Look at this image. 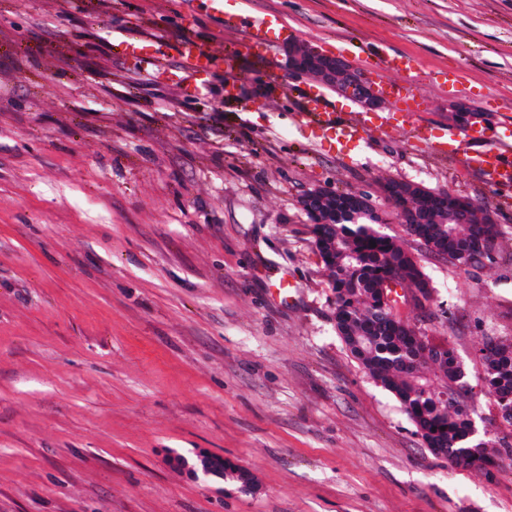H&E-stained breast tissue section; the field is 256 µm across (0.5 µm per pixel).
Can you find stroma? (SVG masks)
I'll return each instance as SVG.
<instances>
[{
    "mask_svg": "<svg viewBox=\"0 0 512 512\" xmlns=\"http://www.w3.org/2000/svg\"><path fill=\"white\" fill-rule=\"evenodd\" d=\"M288 40L264 67L188 0H0V512H512V453L487 472L432 454L399 401L336 333L303 209L314 188L367 192L424 268L401 307L448 337L488 445L512 440L478 352L512 336V202L465 161L472 135L512 141V0H250ZM193 38L238 57L204 97L116 55ZM348 62L384 125L340 147L301 111L314 80L289 44ZM411 61L378 72L365 50ZM235 96H224L227 82ZM484 113L443 150L449 106ZM395 179L487 206L494 263L425 249L380 191ZM285 273L289 294L272 291ZM224 457L252 478L196 479L174 457Z\"/></svg>",
    "mask_w": 512,
    "mask_h": 512,
    "instance_id": "obj_1",
    "label": "stroma"
}]
</instances>
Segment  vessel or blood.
<instances>
[{"label": "vessel or blood", "mask_w": 512, "mask_h": 512, "mask_svg": "<svg viewBox=\"0 0 512 512\" xmlns=\"http://www.w3.org/2000/svg\"><path fill=\"white\" fill-rule=\"evenodd\" d=\"M195 3L199 10L215 18L223 30L244 33L251 47L268 53L283 39L279 18L253 13L247 0H195ZM119 47L124 55L139 60L158 62L165 57L162 44L155 40H123ZM179 56L181 66L171 76L181 82L194 78L193 92L197 95L205 88L201 76L218 71L226 73L236 66L234 59L214 53L193 39L180 45ZM302 109L316 116L320 129L342 146L362 141L373 122L368 115L339 119L334 105L320 92H304ZM466 161L469 167L481 171L496 189L507 194L512 192V144L497 139L488 145L471 146Z\"/></svg>", "instance_id": "1"}]
</instances>
